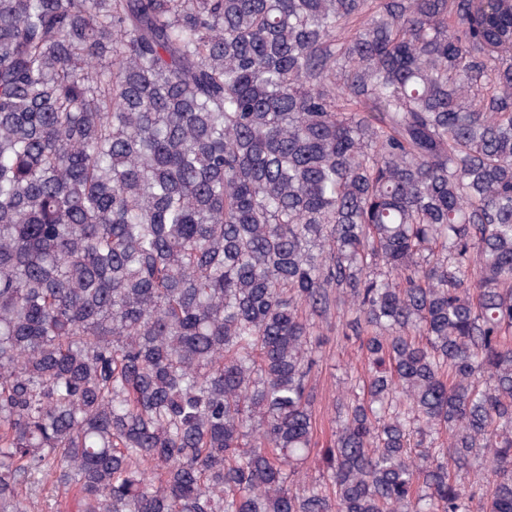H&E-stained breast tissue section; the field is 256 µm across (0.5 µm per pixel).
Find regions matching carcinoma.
<instances>
[{"label":"carcinoma","instance_id":"1","mask_svg":"<svg viewBox=\"0 0 512 512\" xmlns=\"http://www.w3.org/2000/svg\"><path fill=\"white\" fill-rule=\"evenodd\" d=\"M39 484L512 512V0H0V512ZM351 312H345L343 316L342 310H334L326 319L320 321V329L318 333L322 339L320 347L315 349L316 354L320 357L318 371L314 377L317 391L316 410L319 414V424L317 433V449L311 454L310 458L304 465L310 477H319L322 474L323 462L320 449L327 448L333 437L331 436L332 422L335 416L332 409L333 401L342 395L350 380V369L347 362L353 361L358 371H362V364L356 361L355 353L357 346L352 342H348L344 338L345 332L350 335L352 332L346 328L347 319L352 318Z\"/></svg>","mask_w":512,"mask_h":512}]
</instances>
